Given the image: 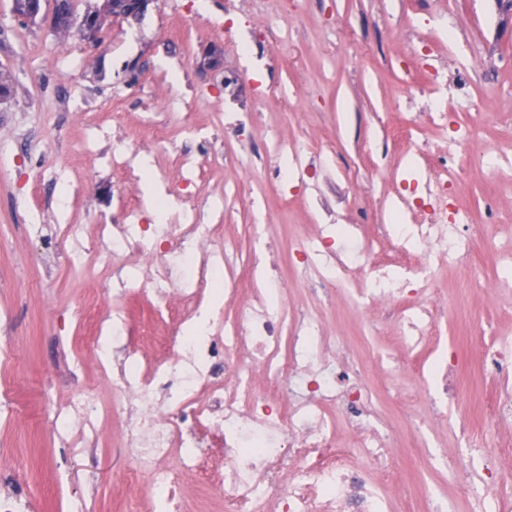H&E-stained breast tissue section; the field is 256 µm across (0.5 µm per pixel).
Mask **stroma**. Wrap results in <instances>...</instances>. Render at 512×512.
<instances>
[{
	"label": "stroma",
	"instance_id": "35a3bbf8",
	"mask_svg": "<svg viewBox=\"0 0 512 512\" xmlns=\"http://www.w3.org/2000/svg\"><path fill=\"white\" fill-rule=\"evenodd\" d=\"M51 10L34 21L0 0V492H22L31 512H143L150 476L127 480L133 462L120 444V420L100 427L94 462L79 435L59 428L73 403L107 400L97 356L81 346L86 321L73 312L95 302L109 324L113 303L130 313L148 355L159 352L148 293L108 294L104 276L73 254L56 227L117 220L119 186L110 165L113 139L87 128L88 112H122L118 134L151 123L177 127L189 114L209 123L224 155L223 171L199 162L195 197L223 196L224 235L241 251L255 246L253 225L277 251L285 315L306 312L325 336L343 337L366 366L369 390L385 422L411 406L425 424L428 404L419 373L409 365L398 323L385 304H365L346 285L325 287L315 269L298 270L300 244L320 239L328 256L347 247L340 224L368 234L396 223L397 191L431 169L393 137L409 123L415 138L440 139L425 112H399L422 75L437 76L464 104L458 120L489 151L512 154V0H151L143 16L112 22L110 37L89 47L79 28L57 31ZM223 23L215 37L197 31ZM69 51L58 54V42ZM186 54L182 70L170 60ZM480 62L460 83L462 57ZM455 162L465 180L458 204L474 223L490 224L495 248L481 250L485 277L468 284L455 265L434 282L447 294L429 348L456 343L464 365L458 392L442 410L448 424L418 443L406 435L391 449L382 491L390 512H430L434 498L470 512L468 493L481 460L456 434V420L475 415L496 390L480 348L512 342V297L497 290L500 245H512V178L489 169L464 148ZM54 295L56 315L46 310ZM357 467L377 477L382 464L355 452Z\"/></svg>",
	"mask_w": 512,
	"mask_h": 512
}]
</instances>
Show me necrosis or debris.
<instances>
[{
    "label": "necrosis or debris",
    "instance_id": "necrosis-or-debris-1",
    "mask_svg": "<svg viewBox=\"0 0 512 512\" xmlns=\"http://www.w3.org/2000/svg\"><path fill=\"white\" fill-rule=\"evenodd\" d=\"M203 129L195 119L186 120L175 138L165 126L151 129L154 147L171 157L155 178L165 187L164 202L177 209L162 241L141 226L145 204L132 165L140 143L125 137L112 145L124 221L91 225L82 257L93 265L137 253L140 290L161 297L180 283L185 325L164 338L166 360L147 359L132 342L125 308L114 305L109 335L94 333L91 343L104 355L100 372L117 399L108 405L87 400L82 410L94 424L111 421L116 412L124 415V446L135 470L150 474L159 488L151 512H188L181 489L190 473L204 474L208 488L237 502L242 512H387L379 483L334 450L340 416L353 446L377 459L403 439L380 420L344 345L321 335L315 317L286 320L266 293L236 317L202 315L210 279L224 277L231 301L243 286L239 276H224L228 243L213 240L212 218L223 202L198 201L188 193L195 149L208 141ZM460 178L444 166L400 196L402 208L416 212L415 223L398 225L393 234L380 230L354 257L329 261L315 241L301 252L304 261L325 271L328 285L344 283L351 268L366 271L362 298L396 307L401 338L413 351L436 325L437 313L427 303L436 268L471 255L475 241L487 235V225L466 223L465 212L448 208V192L459 188ZM492 443L489 434L479 442L493 452L483 460L484 492L475 499V512H512V497L499 492L512 483V468L499 462L512 449ZM215 446L223 448V457L212 455ZM287 453L293 458L289 480L270 481L271 469Z\"/></svg>",
    "mask_w": 512,
    "mask_h": 512
}]
</instances>
